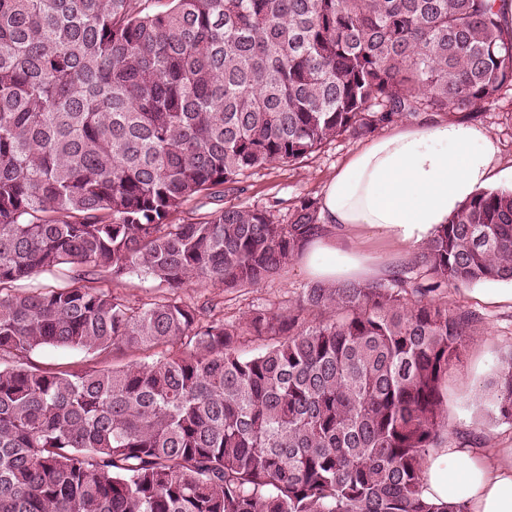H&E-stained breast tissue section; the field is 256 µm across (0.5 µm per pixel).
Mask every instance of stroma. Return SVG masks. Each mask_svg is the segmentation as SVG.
<instances>
[{
    "label": "stroma",
    "mask_w": 512,
    "mask_h": 512,
    "mask_svg": "<svg viewBox=\"0 0 512 512\" xmlns=\"http://www.w3.org/2000/svg\"><path fill=\"white\" fill-rule=\"evenodd\" d=\"M495 142L496 179L500 189H512V93L484 105L472 114ZM359 140L340 138L300 162L274 163L256 171L242 183L241 190L225 193L226 207L267 208L278 217L300 199H320L324 185L349 155L360 148ZM310 279L300 263H292L281 277L242 290L205 288L197 284L179 290L180 299L199 304L212 299L223 309L224 318L236 321L255 308L288 306ZM448 301L483 315L480 334L465 348L461 360L450 369L446 381L449 432L466 436L481 431L495 448H512V426L489 422L485 386L498 369L502 356L512 351V283L491 282L449 288ZM144 352L122 350L96 356L80 350L45 346L31 353V366L39 369L79 370L88 366L123 365L144 359Z\"/></svg>",
    "instance_id": "stroma-1"
}]
</instances>
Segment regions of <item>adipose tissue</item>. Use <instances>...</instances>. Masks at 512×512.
Wrapping results in <instances>:
<instances>
[{
  "label": "adipose tissue",
  "mask_w": 512,
  "mask_h": 512,
  "mask_svg": "<svg viewBox=\"0 0 512 512\" xmlns=\"http://www.w3.org/2000/svg\"><path fill=\"white\" fill-rule=\"evenodd\" d=\"M496 155L487 130L462 119L400 122L373 138L323 189L319 218L326 231L300 258L307 276L325 284L387 278L492 184ZM356 229L389 239L392 260H378L352 242ZM424 496L435 504L465 503L468 512H512V448L450 438L425 460Z\"/></svg>",
  "instance_id": "adipose-tissue-1"
}]
</instances>
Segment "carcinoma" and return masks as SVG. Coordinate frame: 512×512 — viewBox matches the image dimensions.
Wrapping results in <instances>:
<instances>
[{"label": "carcinoma", "instance_id": "cac0c4a2", "mask_svg": "<svg viewBox=\"0 0 512 512\" xmlns=\"http://www.w3.org/2000/svg\"><path fill=\"white\" fill-rule=\"evenodd\" d=\"M148 2L0 0V512H465L423 498L443 385L482 322L442 295L512 281V190L476 193L388 279L314 283L238 322L176 294L280 277L325 231L317 202L181 214L340 137L511 91L505 4ZM106 271L167 294L132 305ZM47 345L152 355L31 366ZM488 387L512 423V356Z\"/></svg>", "mask_w": 512, "mask_h": 512}]
</instances>
